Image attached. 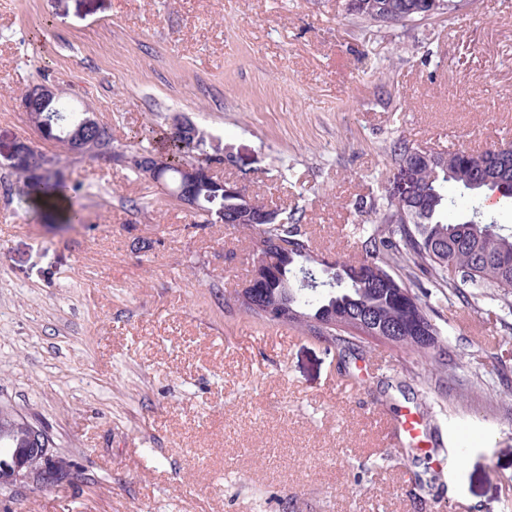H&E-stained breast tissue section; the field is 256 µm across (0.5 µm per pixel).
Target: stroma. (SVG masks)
<instances>
[{
	"mask_svg": "<svg viewBox=\"0 0 512 512\" xmlns=\"http://www.w3.org/2000/svg\"><path fill=\"white\" fill-rule=\"evenodd\" d=\"M42 82L127 154L189 117L229 157L219 177L298 219L315 255L353 260L375 223L356 204L390 189L395 142L512 140V0L397 24L347 0H0V409L78 475L0 489V512H512V333L494 301L427 298L437 368L227 311L250 231L214 211L198 228L126 164L40 138L21 99ZM22 140L45 163L17 175ZM49 174L74 188L50 207ZM408 412L416 448L392 425Z\"/></svg>",
	"mask_w": 512,
	"mask_h": 512,
	"instance_id": "obj_1",
	"label": "stroma"
}]
</instances>
